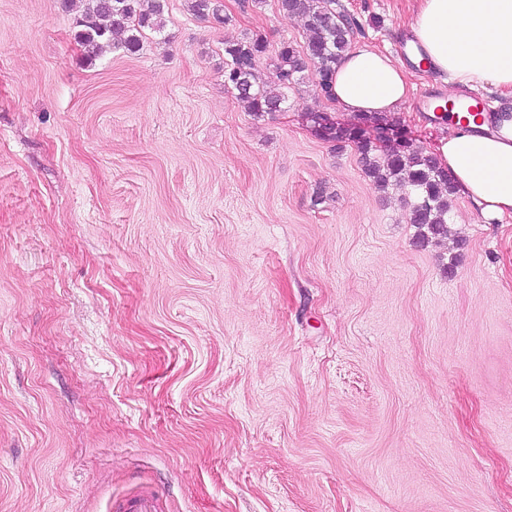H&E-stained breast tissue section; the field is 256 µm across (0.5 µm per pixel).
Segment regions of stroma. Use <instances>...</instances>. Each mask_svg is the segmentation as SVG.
<instances>
[{"label":"stroma","instance_id":"obj_1","mask_svg":"<svg viewBox=\"0 0 512 512\" xmlns=\"http://www.w3.org/2000/svg\"><path fill=\"white\" fill-rule=\"evenodd\" d=\"M336 2L399 55L413 0ZM221 3L90 60L62 0H0V512H512V219L456 195L420 244L312 78L258 117L225 84L303 19ZM267 51V39L260 34L224 43V82L249 103L251 112L260 116L280 110L283 101L281 95L270 93L257 82V64ZM114 512H158L159 495L156 491H143L127 496L114 504Z\"/></svg>","mask_w":512,"mask_h":512}]
</instances>
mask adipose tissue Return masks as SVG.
Listing matches in <instances>:
<instances>
[{"instance_id":"ef3b65f1","label":"adipose tissue","mask_w":512,"mask_h":512,"mask_svg":"<svg viewBox=\"0 0 512 512\" xmlns=\"http://www.w3.org/2000/svg\"><path fill=\"white\" fill-rule=\"evenodd\" d=\"M412 33L424 63L449 82L512 88V0H418ZM409 70L367 44H354L336 67L334 102L350 114L398 111ZM458 193L489 220L512 217V133L489 131L485 115L463 114L435 148Z\"/></svg>"}]
</instances>
